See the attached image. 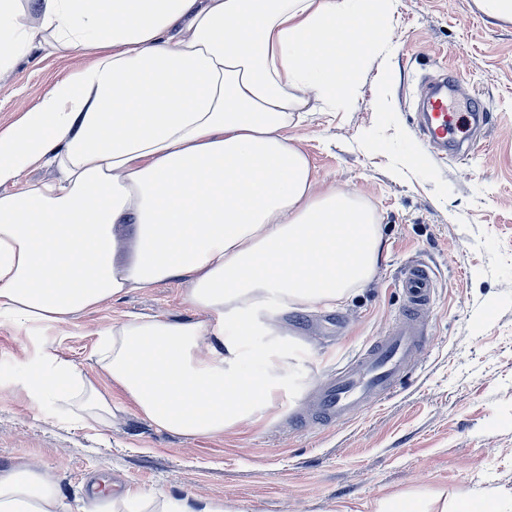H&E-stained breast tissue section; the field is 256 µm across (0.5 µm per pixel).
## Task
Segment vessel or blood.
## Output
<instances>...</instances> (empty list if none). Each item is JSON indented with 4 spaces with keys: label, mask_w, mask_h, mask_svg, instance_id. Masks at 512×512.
<instances>
[{
    "label": "vessel or blood",
    "mask_w": 512,
    "mask_h": 512,
    "mask_svg": "<svg viewBox=\"0 0 512 512\" xmlns=\"http://www.w3.org/2000/svg\"><path fill=\"white\" fill-rule=\"evenodd\" d=\"M459 81L440 76L431 80L422 102L417 133L440 154L465 157L470 153L458 138L455 105ZM407 309L392 330L370 345L360 357L321 387L315 403L316 418L328 424L346 422L350 415L380 400L393 390L430 340L432 303L438 281L422 261L404 267L397 281Z\"/></svg>",
    "instance_id": "obj_1"
}]
</instances>
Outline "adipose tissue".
<instances>
[{
	"mask_svg": "<svg viewBox=\"0 0 512 512\" xmlns=\"http://www.w3.org/2000/svg\"><path fill=\"white\" fill-rule=\"evenodd\" d=\"M0 0V71L38 48L86 67L0 130V324L81 327L124 296L182 279L189 320L124 315L98 329V368L157 428L193 440L264 418L293 354L276 316L332 307L376 273L368 204L317 182L289 128L346 100L395 0ZM48 166L55 178L22 182ZM135 227L117 260L115 227ZM263 334L265 343L252 336ZM112 425V397L54 347L29 376ZM96 512H224L160 492L93 494ZM0 512H69L28 462L0 471Z\"/></svg>",
	"mask_w": 512,
	"mask_h": 512,
	"instance_id": "1",
	"label": "adipose tissue"
}]
</instances>
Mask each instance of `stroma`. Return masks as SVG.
I'll return each mask as SVG.
<instances>
[{
  "mask_svg": "<svg viewBox=\"0 0 512 512\" xmlns=\"http://www.w3.org/2000/svg\"><path fill=\"white\" fill-rule=\"evenodd\" d=\"M79 52L34 49L0 78V129L78 70ZM350 99L321 106L298 128L318 180L357 191L372 208L382 251L372 281L328 309L278 317L306 351L288 392L259 424L187 440L140 417L94 362L96 329L123 314L193 317L174 280L129 294L72 328L0 325V469H47L72 512L92 485L162 491L238 512H377L411 501L441 512L464 496L512 512V22L475 0H397L390 30L362 58ZM462 79L487 123L464 160L442 158L417 135V104L437 74ZM426 262L439 279L430 342L402 384L341 425L295 422L321 383L346 367L404 310L403 267ZM54 346L113 402L104 432L34 406L23 381Z\"/></svg>",
  "mask_w": 512,
  "mask_h": 512,
  "instance_id": "35a3bbf8",
  "label": "stroma"
}]
</instances>
